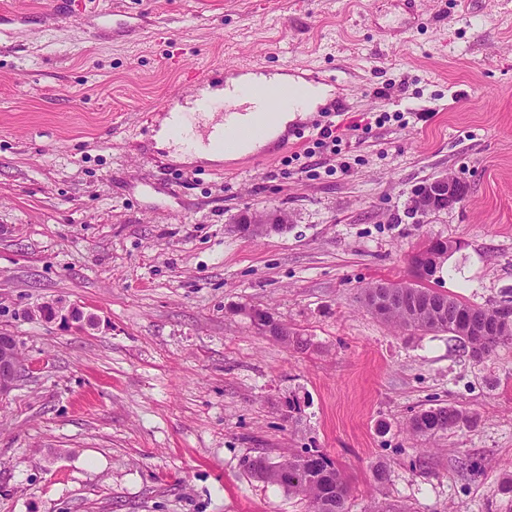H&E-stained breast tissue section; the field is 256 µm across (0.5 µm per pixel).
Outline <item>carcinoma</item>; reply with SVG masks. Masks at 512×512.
I'll use <instances>...</instances> for the list:
<instances>
[{
    "instance_id": "1",
    "label": "carcinoma",
    "mask_w": 512,
    "mask_h": 512,
    "mask_svg": "<svg viewBox=\"0 0 512 512\" xmlns=\"http://www.w3.org/2000/svg\"><path fill=\"white\" fill-rule=\"evenodd\" d=\"M393 299L384 313V320L398 327L415 331H448L455 335L462 349L480 350L492 353L500 345L512 341L511 336H463L459 329L469 317L483 318L489 323L497 320L499 305L479 306L459 300L429 288L421 282L406 288L399 282L389 283ZM424 294L425 315L450 307V314L436 325L419 321L415 312L406 305L404 298L414 297L417 292ZM468 421L465 411L455 406H439L425 409L410 421L412 434L418 438L432 439L439 434L460 426ZM243 465L251 477L267 484L277 485L290 495L299 496L308 502L310 512H348L347 501L350 487L345 475L336 468L333 461L318 449H307L302 454L275 461L263 453L248 456Z\"/></svg>"
}]
</instances>
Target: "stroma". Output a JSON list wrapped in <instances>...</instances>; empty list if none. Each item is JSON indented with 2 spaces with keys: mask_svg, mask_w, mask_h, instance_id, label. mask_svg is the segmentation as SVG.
<instances>
[{
  "mask_svg": "<svg viewBox=\"0 0 512 512\" xmlns=\"http://www.w3.org/2000/svg\"><path fill=\"white\" fill-rule=\"evenodd\" d=\"M288 65L339 75L333 120L360 128L326 165L304 138L291 162L188 163L144 132L186 72ZM442 174L465 201L404 223ZM276 208L283 230H236ZM436 237L457 248L434 288L512 298V0H0V332L26 366L0 397V512H309L242 466L304 448L349 512H512V343L477 361L361 299ZM449 405L468 422L410 434ZM249 315L252 321V325L258 334L262 336H283L288 340V342H284L283 339L275 338L284 343L292 344L296 346L297 349H303L307 347V343L303 340L296 332H291V336L288 335V327L283 325L273 317L265 316L264 312L261 310H250ZM465 411L455 406H439L422 410L410 421L412 434L418 438L432 439L439 434L468 422Z\"/></svg>",
  "mask_w": 512,
  "mask_h": 512,
  "instance_id": "35a3bbf8",
  "label": "stroma"
}]
</instances>
